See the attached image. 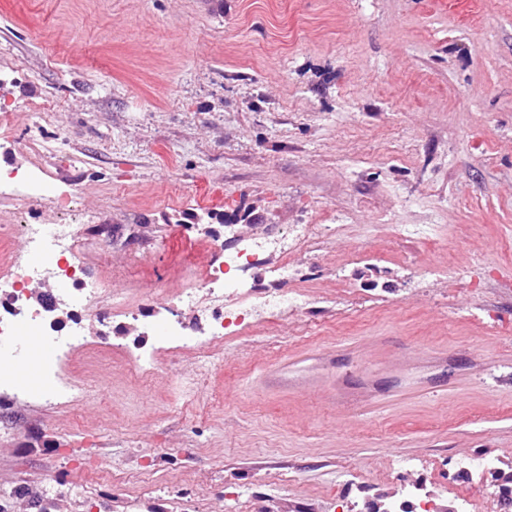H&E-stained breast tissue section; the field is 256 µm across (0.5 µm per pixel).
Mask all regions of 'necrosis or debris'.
<instances>
[{"label":"necrosis or debris","instance_id":"necrosis-or-debris-1","mask_svg":"<svg viewBox=\"0 0 512 512\" xmlns=\"http://www.w3.org/2000/svg\"><path fill=\"white\" fill-rule=\"evenodd\" d=\"M342 230L339 224H296L286 235L272 238L259 226L246 224L230 247L220 231L206 230L204 272L185 277L173 289L167 301L172 318L158 323L148 318L159 301L156 290L105 294L102 279L92 275L89 263L80 259V251L100 243L102 226L87 224L78 234L66 223L0 219V246L18 236L28 246L24 256L0 249V431L14 427L3 412L18 397L11 378L13 366L26 358L22 337H36L50 352L45 365L50 384L33 394L37 403L66 406L73 402L79 390L70 378L73 363L79 358L90 363L111 360L113 346L108 338L116 323H133L141 334L158 340L153 350L128 355L131 381L148 383L165 356L190 357L196 365V381H204L225 340L248 335L259 325L274 331L284 316L314 302L303 280V266ZM260 267L271 269L276 287L253 286L251 273ZM33 286L61 300L69 324L55 319L46 305L32 303L29 289Z\"/></svg>","mask_w":512,"mask_h":512}]
</instances>
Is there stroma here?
<instances>
[{
	"instance_id": "35a3bbf8",
	"label": "stroma",
	"mask_w": 512,
	"mask_h": 512,
	"mask_svg": "<svg viewBox=\"0 0 512 512\" xmlns=\"http://www.w3.org/2000/svg\"><path fill=\"white\" fill-rule=\"evenodd\" d=\"M50 102L51 115L37 106ZM0 166L40 163L39 224L155 244L127 283L176 287L193 219L342 224L322 300L225 342L180 390L164 361L76 365L72 409L15 402L0 484L93 467L94 512H362L412 463L435 507L512 481V0H0ZM491 456L460 476L452 460ZM150 467L156 495L104 483Z\"/></svg>"
}]
</instances>
